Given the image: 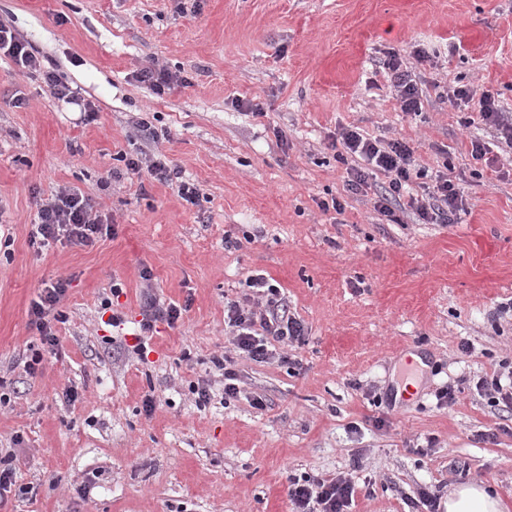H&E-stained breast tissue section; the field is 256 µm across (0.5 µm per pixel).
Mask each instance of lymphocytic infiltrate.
<instances>
[{
    "instance_id": "1",
    "label": "lymphocytic infiltrate",
    "mask_w": 512,
    "mask_h": 512,
    "mask_svg": "<svg viewBox=\"0 0 512 512\" xmlns=\"http://www.w3.org/2000/svg\"><path fill=\"white\" fill-rule=\"evenodd\" d=\"M0 54L10 57L27 74L39 75L51 87L57 99L69 102L75 95L68 83L63 81L56 69L45 67L38 50L21 39L6 23L0 21ZM391 72L396 100L401 111L417 114L422 110V94L411 70L404 67L397 53H389L384 62ZM451 107L458 111L479 112L483 121L494 127L512 148V117L502 112L496 99L490 93L475 94L468 86L453 90L449 97ZM335 142L339 160L359 158V165L350 167L346 189L359 194L369 188L370 178L383 174L385 182L374 203L375 210L388 221H395L393 205L400 199L406 186L414 180L424 178L425 171L418 167L413 148L406 142L393 140L387 143L364 137L356 128H341ZM128 174L147 176L150 179L175 186L179 196L186 203L198 205V186L183 180L180 171L167 164L159 156L123 159ZM419 220L429 224H452L463 209L464 189L456 182L452 169L435 174L424 197L410 201ZM112 225L102 216L91 198L71 187L60 188L38 209L36 236L40 245L54 242L78 247L94 246L103 235L109 234ZM144 282L143 317L140 322L142 335H150L156 322L176 325L182 320L187 308L171 302L161 301L151 286L150 270H142ZM245 287L255 289L264 309L246 307L237 301L224 304V313L232 329V343L239 354L246 358L265 362L273 358L270 342L277 341L287 346L302 343L305 327L300 320L289 314L287 308L278 304L279 289L264 275L251 274L244 280ZM67 292L65 279H58L40 293L30 310V323L40 336V349L34 350L25 363V371L36 375L39 366L48 353H55L59 345L56 326L65 322L66 317L58 306ZM355 494L351 478L332 480L317 477H292L288 480V499L295 512H347Z\"/></svg>"
}]
</instances>
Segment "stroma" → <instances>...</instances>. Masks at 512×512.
<instances>
[{
	"label": "stroma",
	"instance_id": "obj_1",
	"mask_svg": "<svg viewBox=\"0 0 512 512\" xmlns=\"http://www.w3.org/2000/svg\"><path fill=\"white\" fill-rule=\"evenodd\" d=\"M0 20L96 108L85 120L0 58V450L20 488L0 512H291L292 474L352 478L348 512H415L418 490L443 498L462 482L490 483L512 512V415L473 385L512 361V148L445 98L466 85L512 113V0H0ZM391 52L416 75L419 115L399 108ZM152 63L174 76L160 96L134 78ZM146 117L165 139L139 137ZM349 126L409 143L427 171L454 166L456 223L406 208L394 224L374 192L348 193L332 142ZM123 154L162 155L199 204L128 175ZM64 186L114 234L33 246L39 200ZM334 199L342 211L321 209ZM145 268L158 297L190 308L158 323L141 358ZM251 271L306 328L262 363L236 355L224 323ZM61 277L59 350L32 377L28 310ZM116 283L117 328L104 311ZM222 353L231 399L211 362ZM448 385L459 393L444 408ZM491 428L496 442L479 441ZM213 365L223 372L224 375V396L228 397H236L239 393V389L235 381H237V374L234 366V358L227 355L222 354L221 356H214L212 358Z\"/></svg>",
	"mask_w": 512,
	"mask_h": 512
}]
</instances>
